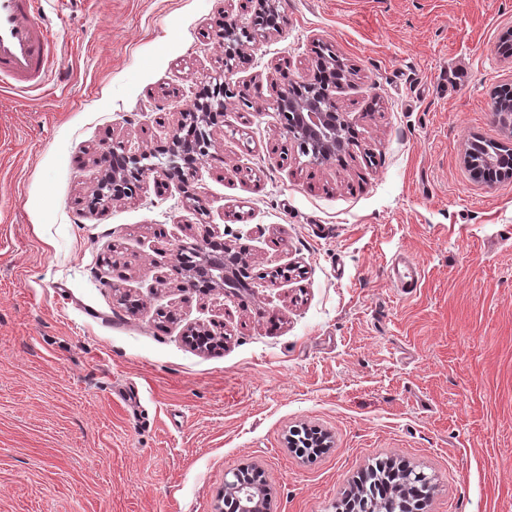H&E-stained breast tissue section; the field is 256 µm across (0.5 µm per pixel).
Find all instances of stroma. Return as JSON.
Wrapping results in <instances>:
<instances>
[{
    "instance_id": "stroma-1",
    "label": "stroma",
    "mask_w": 512,
    "mask_h": 512,
    "mask_svg": "<svg viewBox=\"0 0 512 512\" xmlns=\"http://www.w3.org/2000/svg\"><path fill=\"white\" fill-rule=\"evenodd\" d=\"M279 32L224 69L245 0L46 5L57 72L0 92V512H217L251 465L272 512H336L376 461L434 478L424 512H512V178L463 153L512 134V0H281ZM352 68L342 159L308 163L276 87L313 79L319 44ZM224 103L192 189L146 178L90 211L103 152L161 163L204 84ZM210 231L246 288H181L179 249ZM422 268L389 282L396 255ZM294 266L291 279L271 271ZM222 344L194 348L193 328ZM332 443L317 458L292 429ZM492 96V112L495 121L512 134V100L501 101L496 98H512V84H501L495 88ZM401 265V267H400ZM390 283L401 294L410 295L421 282L420 264L410 256L395 260L390 267Z\"/></svg>"
}]
</instances>
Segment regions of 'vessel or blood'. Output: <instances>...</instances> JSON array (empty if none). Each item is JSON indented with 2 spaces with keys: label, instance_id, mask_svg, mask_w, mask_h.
<instances>
[{
  "label": "vessel or blood",
  "instance_id": "1",
  "mask_svg": "<svg viewBox=\"0 0 512 512\" xmlns=\"http://www.w3.org/2000/svg\"><path fill=\"white\" fill-rule=\"evenodd\" d=\"M54 61L51 26L36 0H0V80L19 91L39 89ZM390 283L408 295L419 287L421 269L410 256L390 267Z\"/></svg>",
  "mask_w": 512,
  "mask_h": 512
}]
</instances>
